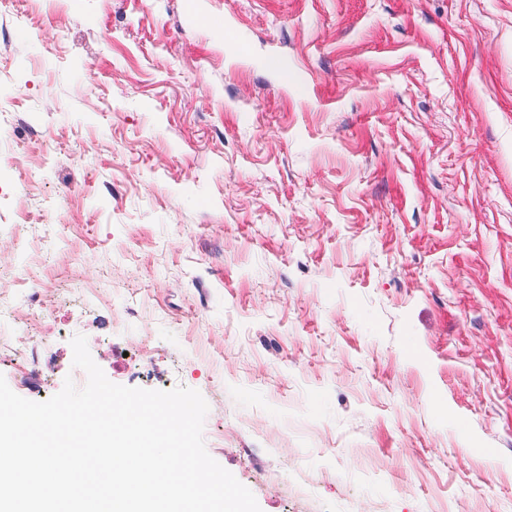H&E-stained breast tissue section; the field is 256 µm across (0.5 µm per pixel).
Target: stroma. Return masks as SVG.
I'll use <instances>...</instances> for the list:
<instances>
[{
  "instance_id": "1",
  "label": "stroma",
  "mask_w": 512,
  "mask_h": 512,
  "mask_svg": "<svg viewBox=\"0 0 512 512\" xmlns=\"http://www.w3.org/2000/svg\"><path fill=\"white\" fill-rule=\"evenodd\" d=\"M4 6L0 267L53 310L16 394L81 335L199 391L261 512H512V0Z\"/></svg>"
}]
</instances>
